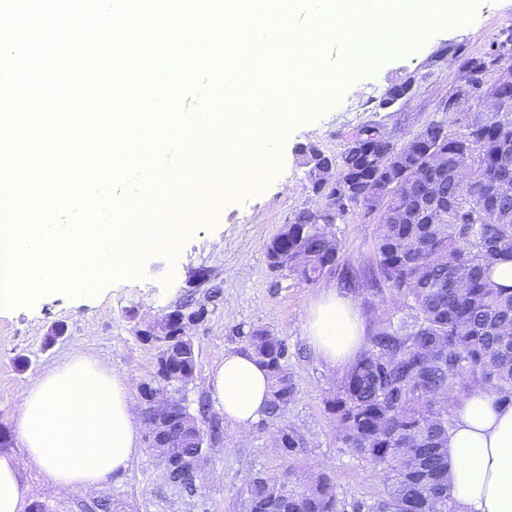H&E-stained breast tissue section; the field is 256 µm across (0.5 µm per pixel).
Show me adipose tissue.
<instances>
[{
	"instance_id": "obj_1",
	"label": "adipose tissue",
	"mask_w": 512,
	"mask_h": 512,
	"mask_svg": "<svg viewBox=\"0 0 512 512\" xmlns=\"http://www.w3.org/2000/svg\"><path fill=\"white\" fill-rule=\"evenodd\" d=\"M356 302L330 288L309 307L307 340L332 367L345 368L366 343ZM211 395L224 417L248 430L266 413L271 380L247 351L225 352L212 369ZM449 478L459 512H512V404L477 393L454 409ZM16 430L49 485L91 493L127 470L141 425L124 373L96 358H68L23 390Z\"/></svg>"
}]
</instances>
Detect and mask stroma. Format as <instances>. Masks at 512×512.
<instances>
[{
    "label": "stroma",
    "instance_id": "stroma-1",
    "mask_svg": "<svg viewBox=\"0 0 512 512\" xmlns=\"http://www.w3.org/2000/svg\"><path fill=\"white\" fill-rule=\"evenodd\" d=\"M511 25L512 0H480L472 22L435 31L408 55L386 58L375 70L359 72L334 91L317 116L292 125L277 147V172L263 190L252 196H225L212 220L182 218L174 256L149 254L140 276L108 281L92 294L71 295L56 287L0 315V426L6 430L0 455L15 460L28 503H42L46 512H92L101 501L109 503L110 512H245L249 482L287 468L331 475L345 512L375 497L379 479L341 447L325 407L345 371L330 367L312 351L304 324L323 289H343L344 271L359 273L372 266L382 213L351 206L346 219L332 227L340 242L333 270L312 283L285 270L270 271L265 246L298 209L318 203L296 155L299 145L311 143L337 155L342 133L365 124L382 125L394 139H406L437 119V104L456 85L457 64L444 59V50L481 55ZM408 78L414 81L411 96L391 109H379L385 90ZM202 269L210 281L194 287L193 276ZM186 303L207 312L188 330L196 367L179 396L189 411L209 400L210 370L224 352L244 348L243 333L254 326L269 329L287 344L295 399L280 418L260 419L245 436L225 421L222 411L210 407L200 425L206 429L219 422L222 435L209 443L199 464L195 494L170 483L163 459L146 446L124 474L94 493L47 488L15 427L28 379L69 357L88 355L124 373L131 395H138L140 385L154 379L158 356L156 347L138 336V324ZM283 427L304 441L295 454H282L272 445Z\"/></svg>",
    "mask_w": 512,
    "mask_h": 512
}]
</instances>
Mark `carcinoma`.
<instances>
[{
	"label": "carcinoma",
	"mask_w": 512,
	"mask_h": 512,
	"mask_svg": "<svg viewBox=\"0 0 512 512\" xmlns=\"http://www.w3.org/2000/svg\"><path fill=\"white\" fill-rule=\"evenodd\" d=\"M512 59V45L496 39L481 56H455L464 78L436 110L455 113L457 97L482 96L487 72ZM502 112L468 113L462 131L448 134L445 122L421 140L400 143L376 124L342 135L336 183V219L349 206L371 212L386 203L410 208L423 186L412 179L430 156L445 154L448 167L465 165L475 176L463 187L450 177L437 183L452 203L440 224H392L381 219L375 246L376 272L366 281L383 302L403 303L412 316L375 324L369 345L349 367L327 407L337 438L366 463L382 489L358 512H457L451 496L444 445L453 425L452 407L460 399L488 393L512 403V287L493 278L495 266L512 261V168L498 162L512 144V91ZM392 159L378 173L368 156ZM316 207H303L288 224V241L266 247L268 264L311 283L330 270L340 242L329 224H315ZM246 345L267 368L271 394L267 415L278 418L294 400L296 386L286 362L284 340L256 327ZM289 512H341L333 480L324 472L300 477L291 469L277 475ZM255 512H270L267 476L246 488Z\"/></svg>",
	"instance_id": "obj_1"
}]
</instances>
